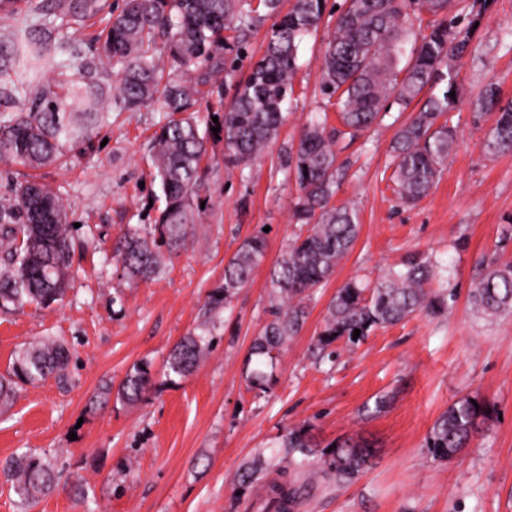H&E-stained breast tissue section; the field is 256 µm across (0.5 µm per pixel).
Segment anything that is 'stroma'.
Here are the masks:
<instances>
[{"mask_svg":"<svg viewBox=\"0 0 512 512\" xmlns=\"http://www.w3.org/2000/svg\"><path fill=\"white\" fill-rule=\"evenodd\" d=\"M476 8L475 51L457 64L458 143L428 196L398 203L390 122L364 142L338 144L346 176L334 202L356 208L359 235L315 294L264 392L249 385L244 365L268 320L269 271L295 229V182L279 153L329 106L318 71L326 28L302 42L295 98L283 109L276 143L253 169L227 170L223 143L210 142L208 213L193 243L154 280L128 285L112 242L121 229L157 216L149 140L166 120L159 107L113 113L101 132L106 145L73 150L67 168L33 173L0 164V193L32 173L58 188L86 243L73 259L75 286L61 303L0 311V374L11 371L22 348L46 337L70 354L64 377L23 386L0 410V512H260V492L273 482L296 491L292 512H512V313L490 318L470 299L481 266L512 263V241H500L503 225L512 223V154L489 158L481 150L493 115L473 124L487 80L498 83L502 102L512 101V0H477ZM267 32L264 25L243 39L226 32L225 99L263 55ZM263 225L270 228L267 254L225 309L211 352L188 377L166 381L170 351L197 330L225 264ZM415 252L447 267L431 286L449 281L453 308L440 316L416 312L376 329L336 361L317 360L311 346L337 289L353 278L377 283ZM144 362L152 369L150 391L141 402L121 401L116 388ZM467 395L489 401L493 413L454 458L432 457L426 439L435 421ZM379 397L387 405L378 412ZM300 424L317 446L307 470L280 446ZM348 437L377 450L350 481L328 473L322 457ZM27 451L46 455L61 476L29 508L6 470ZM255 463L261 479L241 485L239 473Z\"/></svg>","mask_w":512,"mask_h":512,"instance_id":"stroma-1","label":"stroma"}]
</instances>
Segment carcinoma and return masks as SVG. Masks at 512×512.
Masks as SVG:
<instances>
[{
    "mask_svg": "<svg viewBox=\"0 0 512 512\" xmlns=\"http://www.w3.org/2000/svg\"><path fill=\"white\" fill-rule=\"evenodd\" d=\"M105 0H0V12L14 21L0 39V89L21 105L0 122V162L32 169L68 163V154L89 144L114 112H134L156 102L167 122L151 139L154 179L163 208L148 226L127 227L112 246V258L129 281L161 274L165 254L185 249L205 210L209 139L224 143V165L242 170L278 138L283 106L292 98L299 47L318 31L327 0H292L281 13L280 0H122L119 11L104 12ZM472 0H343L319 64L324 94L336 98L340 127L327 128L318 116L308 120L297 144L283 152L285 170L295 179L293 217L299 229L289 237L269 274V320L251 347L246 378L265 392L288 341L307 317L308 302L335 273L359 233L349 205L331 204L340 182L336 145L358 140L381 124L392 107L406 111L423 90L447 83L401 123L392 142V175L397 199L406 205L425 197L457 141L449 112L455 100V63L472 53ZM271 19L266 50L240 82L229 105L209 112L206 124L220 132L202 134L191 111L200 99H223L224 30ZM93 21L100 25L92 49L82 53L72 31ZM420 41L410 54L405 44L414 28ZM62 57L55 75L44 78L51 61ZM478 105L497 110L495 126L482 142L485 154L512 153V102L501 104L499 88L487 83ZM218 118L213 122L212 118ZM264 231L247 238L224 267V285L204 305L199 333L184 337L169 353L166 375L184 378L198 365L213 340L220 314L245 287L265 257ZM75 240L68 213L48 185L27 180L0 197V309L27 304L49 307L74 287ZM439 264L412 254L373 288L355 280L336 291L313 347L327 359L339 341L363 343L374 329L396 324L424 310L448 312L455 289L427 288ZM477 310L488 315L512 311V264L484 270L473 289ZM360 336L353 337L354 330ZM67 348L43 339L22 349L11 373L0 376V404L17 386H34L48 375H64ZM152 386L150 365L133 368L117 395L137 402ZM493 407L479 396L452 404L434 423L427 440L432 456L450 459L466 446ZM287 447L304 460L312 444L304 427L288 431ZM374 450L345 440L325 453L324 465L337 478L352 480L369 465ZM13 487L25 504L36 502L56 480L51 462L24 453L12 464Z\"/></svg>",
    "mask_w": 512,
    "mask_h": 512,
    "instance_id": "cac0c4a2",
    "label": "carcinoma"
}]
</instances>
